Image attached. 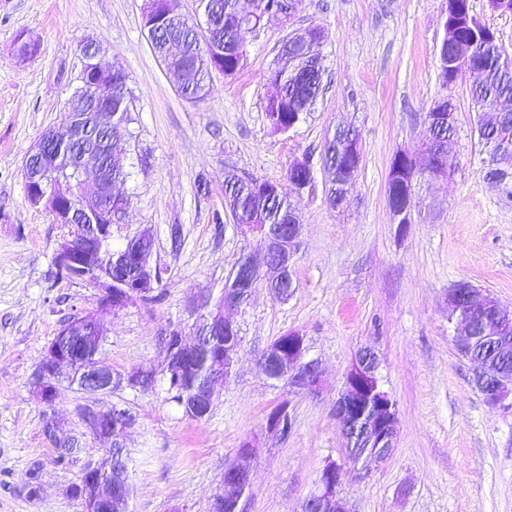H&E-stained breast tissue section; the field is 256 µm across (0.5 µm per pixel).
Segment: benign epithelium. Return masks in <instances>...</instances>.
<instances>
[{"instance_id":"1","label":"benign epithelium","mask_w":512,"mask_h":512,"mask_svg":"<svg viewBox=\"0 0 512 512\" xmlns=\"http://www.w3.org/2000/svg\"><path fill=\"white\" fill-rule=\"evenodd\" d=\"M80 56V86H92L93 79L106 76L104 65L110 63L111 59L106 56L99 43H82ZM79 133L80 128L72 116L60 126L42 133L26 160L28 164L33 160L37 161L36 168L25 169L26 197L30 205L46 210L54 223L73 226L69 237L58 244L55 266L99 289L103 306L121 310L124 308L125 299H114L112 293L108 292L112 288L113 268L117 265L124 269L133 267L132 275L126 276L125 281L139 288L151 277L150 256L144 253L117 259L108 256L112 224L124 210L123 200L112 194V183L100 177L92 191H83L74 197L67 186L55 178L59 159L54 154V147H65ZM447 154L445 144L434 155L424 148L417 152L418 157L428 163L423 175L430 180L442 177V169L436 166L433 157L442 158ZM390 211L397 223L412 224L418 208L405 202L391 206ZM299 228L298 223L286 224L275 234L263 233L260 244L266 254L267 271L261 272L250 257H243L236 266L239 273L235 282L249 288L265 277L270 281L278 280L288 273L293 252L297 248ZM240 306L241 300L235 288L226 289L221 301H212L208 293L197 296L195 313L200 315V323L192 327L194 341L187 343L183 337L177 338L176 367L179 372L197 375V362L204 335L210 332L218 336L226 328L233 329L235 323L226 317L225 310ZM448 310L459 314L454 344L462 350L474 340L473 330L478 320H485L493 329L512 324V312L504 311L489 297L487 290L469 283H458L448 290ZM88 321L94 323V328L84 326L83 319L75 321L65 330L66 339L63 343L47 348L37 372V384L42 396H55L54 382L63 376V370L71 369L73 357L69 348L75 337L85 336L93 331L99 336L104 335L103 327L96 319L90 317ZM237 354L238 347L227 344L224 351H218L209 358L205 365L204 378L192 388L185 403L190 416L198 418L206 415V409L212 406L214 400L216 383L228 376ZM260 362L263 363L268 378L286 379L288 386L299 392L314 394L320 388L319 362L308 357L304 339L298 333H288V358H283L278 345L272 344L264 351ZM378 366V359L373 351L366 348L359 353L345 376L343 389L335 401V410L342 423L346 441H352L362 431L373 443L370 456L385 458L394 453L398 420L393 399L379 383ZM113 382L112 369L102 365L96 355H91L80 376L81 388L106 394L112 391ZM475 384L489 407L512 408V367L481 364L475 373ZM82 414L86 432L93 438L110 444L106 461L95 466L98 474L109 476L112 468L118 466V460L121 459L119 449L123 444L116 436L127 429V425L122 423L124 410L117 405L106 409L87 405L82 408ZM250 456L251 445L246 442L239 450L238 459L224 469L223 491L210 501L208 512H223L228 504L238 506L240 499L251 486ZM341 483L342 468L333 462L327 464L322 469L314 490L303 500L302 510L347 512L346 504L340 496ZM74 498L85 509L88 505L99 502H113L120 506L128 500V489L125 485L119 486L110 481L87 477L79 484Z\"/></svg>"}]
</instances>
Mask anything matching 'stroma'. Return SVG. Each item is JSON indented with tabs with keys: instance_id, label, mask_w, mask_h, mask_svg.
Returning <instances> with one entry per match:
<instances>
[{
	"instance_id": "35a3bbf8",
	"label": "stroma",
	"mask_w": 512,
	"mask_h": 512,
	"mask_svg": "<svg viewBox=\"0 0 512 512\" xmlns=\"http://www.w3.org/2000/svg\"><path fill=\"white\" fill-rule=\"evenodd\" d=\"M147 0H0V512H82L70 493L86 463L105 459L103 442L85 435L87 404L130 408L124 435L133 492L129 512H207L224 469L250 442L251 488L240 512H299L323 467L343 468L349 512H512V409L487 406L448 322L449 288L467 281L512 310V204L483 178L472 132L469 80L443 86L438 52L447 0H304L290 27L271 22L247 37L234 76L214 75L204 99L177 91L149 45ZM318 26L325 89L290 130L276 133L265 105L276 89L263 75L288 28ZM40 42L26 61L18 33ZM102 43L129 76L132 128L120 161L128 173L113 194L130 205L112 227L120 248L140 234L154 239L162 301L120 311L101 307L95 288L56 277L58 242L70 231L31 206L22 166L46 129L61 123L77 86L79 44ZM452 97L457 133L448 144L456 168L420 195L424 221L399 224L386 183L393 157L418 151L432 102ZM361 138V163L347 206L330 208L321 155L337 126ZM309 160L313 185L300 194L296 288L285 300L258 283L246 306L231 311L238 356L217 386L210 414L187 417L170 402L163 340L189 334L199 291L220 294L238 259H262L224 208V172L286 184L294 161ZM208 182L209 194L197 191ZM103 323L100 354L113 372H149V386L109 394L62 380L44 402L34 373L50 342L76 314ZM303 336L322 371L319 392L297 393L269 380L262 353L279 336ZM371 348L378 378L396 403L393 455L348 460L334 403L358 352ZM286 407L292 430L267 424ZM76 436L82 451L60 464L42 432L43 415ZM40 465L41 489L29 496L27 473Z\"/></svg>"
}]
</instances>
